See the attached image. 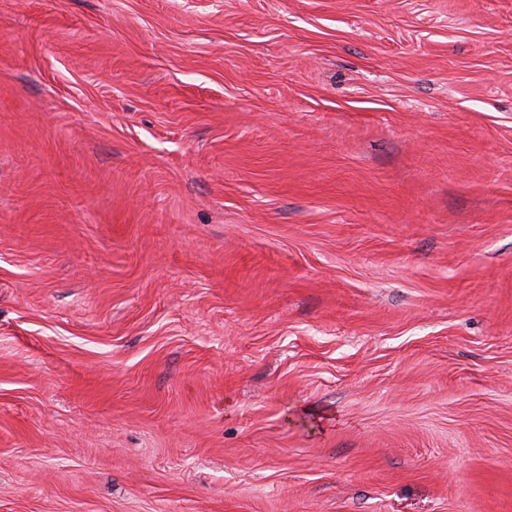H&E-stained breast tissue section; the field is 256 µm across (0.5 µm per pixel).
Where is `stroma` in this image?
I'll list each match as a JSON object with an SVG mask.
<instances>
[{"label":"stroma","mask_w":512,"mask_h":512,"mask_svg":"<svg viewBox=\"0 0 512 512\" xmlns=\"http://www.w3.org/2000/svg\"><path fill=\"white\" fill-rule=\"evenodd\" d=\"M0 512H512V0H0Z\"/></svg>","instance_id":"35a3bbf8"}]
</instances>
